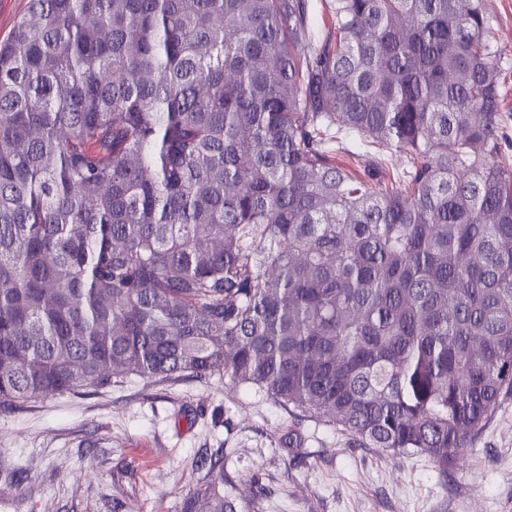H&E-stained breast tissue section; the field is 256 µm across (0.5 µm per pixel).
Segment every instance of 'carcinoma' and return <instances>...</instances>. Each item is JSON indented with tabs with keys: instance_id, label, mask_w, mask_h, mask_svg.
Masks as SVG:
<instances>
[{
	"instance_id": "carcinoma-1",
	"label": "carcinoma",
	"mask_w": 512,
	"mask_h": 512,
	"mask_svg": "<svg viewBox=\"0 0 512 512\" xmlns=\"http://www.w3.org/2000/svg\"><path fill=\"white\" fill-rule=\"evenodd\" d=\"M29 0L0 41V407L215 376L446 479L512 395L485 0ZM392 176L337 162L370 149ZM207 470L183 512H247Z\"/></svg>"
}]
</instances>
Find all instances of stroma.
<instances>
[{
    "label": "stroma",
    "instance_id": "obj_1",
    "mask_svg": "<svg viewBox=\"0 0 512 512\" xmlns=\"http://www.w3.org/2000/svg\"><path fill=\"white\" fill-rule=\"evenodd\" d=\"M487 5L512 136V0ZM294 427L300 444L283 446ZM205 449L222 452L237 497L251 498L259 477L257 512H512L511 397L444 484L423 455L353 447L334 428L295 424L255 390L135 376L0 410V512H181Z\"/></svg>",
    "mask_w": 512,
    "mask_h": 512
}]
</instances>
